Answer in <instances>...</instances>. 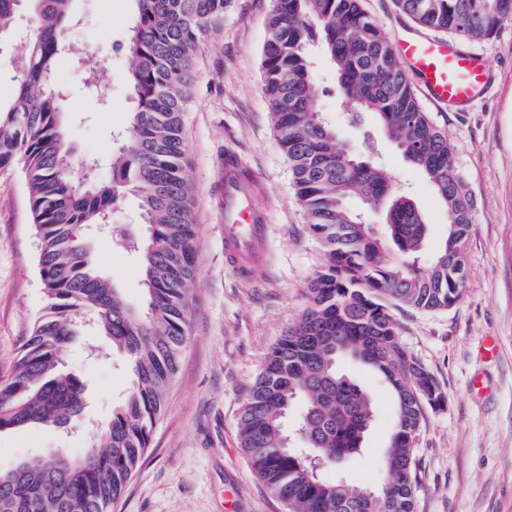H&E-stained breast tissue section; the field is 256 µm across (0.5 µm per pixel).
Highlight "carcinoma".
I'll return each instance as SVG.
<instances>
[{
    "label": "carcinoma",
    "instance_id": "cac0c4a2",
    "mask_svg": "<svg viewBox=\"0 0 512 512\" xmlns=\"http://www.w3.org/2000/svg\"><path fill=\"white\" fill-rule=\"evenodd\" d=\"M20 0H0V33L18 25ZM30 40L16 91L0 105V169L23 173L38 239L45 311L35 320L14 375L0 384V432L76 419L85 385L62 371L75 327L86 319L125 352L132 383L112 421L77 457L30 460L0 470V512H112L145 457L188 339L196 275L193 189L183 116L205 36L223 27L232 0H135L124 48L133 108L106 182L80 183L54 74L76 25L72 0H29ZM362 0H272L261 64L276 139L310 235L324 261L308 283L309 305L267 355L239 421L240 448L288 512H414V441L425 406L443 392L403 344L382 303L446 309L461 297L473 203L454 148L420 105L382 27ZM417 25L467 41L512 22V0H395ZM335 72L342 104L372 116L428 179L448 215L447 237L422 270L429 224L393 172L346 151L314 108V50ZM128 195L145 233L116 241L143 268V305L129 306L95 267L79 229L108 224ZM380 209V223L352 205ZM348 356L383 381L394 404L383 483L361 489L327 479L361 454L376 416L371 392L342 373ZM302 403L293 446L286 425Z\"/></svg>",
    "mask_w": 512,
    "mask_h": 512
}]
</instances>
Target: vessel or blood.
Returning <instances> with one entry per match:
<instances>
[{"label": "vessel or blood", "instance_id": "b4317fda", "mask_svg": "<svg viewBox=\"0 0 512 512\" xmlns=\"http://www.w3.org/2000/svg\"><path fill=\"white\" fill-rule=\"evenodd\" d=\"M396 49L426 96L451 109L474 104L489 90L491 68L480 54L436 39H402ZM251 177L234 155L224 158V257L245 271V256L261 257L264 213L243 192Z\"/></svg>", "mask_w": 512, "mask_h": 512}]
</instances>
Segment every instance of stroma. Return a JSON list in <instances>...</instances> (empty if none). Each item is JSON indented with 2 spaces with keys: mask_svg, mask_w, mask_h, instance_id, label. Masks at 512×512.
<instances>
[{
  "mask_svg": "<svg viewBox=\"0 0 512 512\" xmlns=\"http://www.w3.org/2000/svg\"><path fill=\"white\" fill-rule=\"evenodd\" d=\"M79 28L60 56L55 81L67 96L68 134L89 176H111L112 153L131 107L122 45L134 18L133 0H73ZM271 0H233L224 27L204 42L184 118V143L195 200L196 276L191 287L189 339L150 448L113 512H285L254 473L238 438V421L267 354L300 320L307 285L322 263L318 242L292 185L275 137L262 84V51ZM390 40L424 30L394 0H363ZM28 48L26 29L0 36V102L9 103L18 60ZM471 50L491 63L495 82L470 111L450 112L420 97L424 111L445 129L473 201L467 242L468 274L462 299L438 311L391 304L401 340L445 395L425 408L416 437L415 512H512V22ZM95 55L111 77L110 105L100 107L85 89L83 61ZM317 111L342 141L388 164L416 200L429 226V252L447 234L448 216L422 173L409 163L371 117L354 121L339 104L333 70L319 65ZM234 152L257 179L267 221L265 250L239 276L224 260V155ZM101 272L132 306L142 303L135 254L113 246L99 225L80 230ZM26 182L20 171H0V383L14 371L21 347L47 299L37 268ZM495 355L482 354L486 339ZM104 337L83 328L66 348V368L85 384L84 410L68 427L32 426L0 432V469L52 453L80 454L112 421L127 393L126 356L105 357ZM344 371L373 394L376 420L358 462L327 468L359 487L383 480L393 402L365 366ZM480 377L483 392L470 387Z\"/></svg>",
  "mask_w": 512,
  "mask_h": 512,
  "instance_id": "35a3bbf8",
  "label": "stroma"
}]
</instances>
